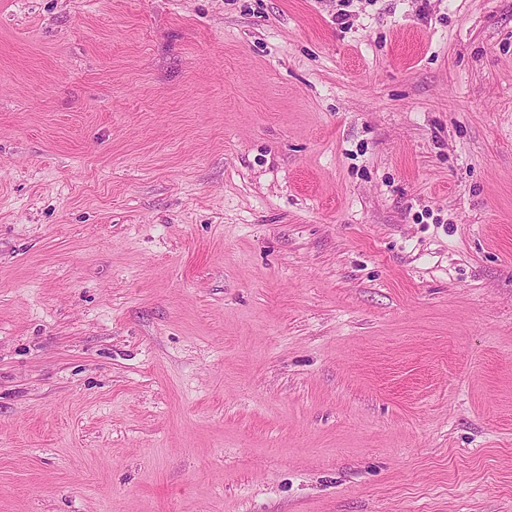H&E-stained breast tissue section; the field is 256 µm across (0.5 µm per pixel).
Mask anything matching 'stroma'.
<instances>
[{
	"label": "stroma",
	"instance_id": "obj_1",
	"mask_svg": "<svg viewBox=\"0 0 512 512\" xmlns=\"http://www.w3.org/2000/svg\"><path fill=\"white\" fill-rule=\"evenodd\" d=\"M0 512H512V0H0Z\"/></svg>",
	"mask_w": 512,
	"mask_h": 512
}]
</instances>
